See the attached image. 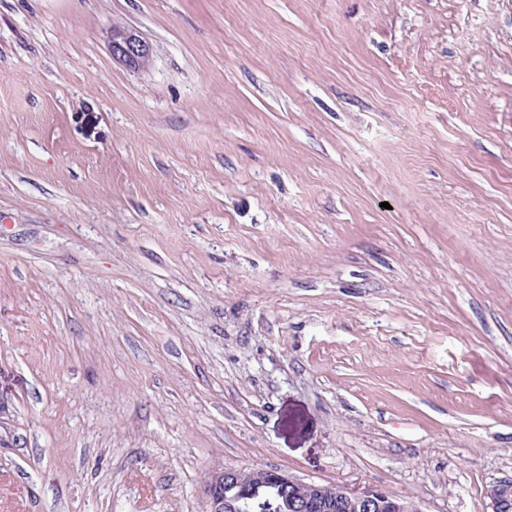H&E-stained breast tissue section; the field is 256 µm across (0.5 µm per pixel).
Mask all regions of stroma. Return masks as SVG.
Here are the masks:
<instances>
[{
	"label": "stroma",
	"mask_w": 512,
	"mask_h": 512,
	"mask_svg": "<svg viewBox=\"0 0 512 512\" xmlns=\"http://www.w3.org/2000/svg\"><path fill=\"white\" fill-rule=\"evenodd\" d=\"M218 465L491 512L512 0H0V512ZM112 57L130 69L146 67L152 58V47L135 29H112Z\"/></svg>",
	"instance_id": "35a3bbf8"
}]
</instances>
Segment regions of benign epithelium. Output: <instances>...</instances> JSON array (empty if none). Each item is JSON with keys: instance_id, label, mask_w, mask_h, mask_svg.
<instances>
[{"instance_id": "7a95c632", "label": "benign epithelium", "mask_w": 512, "mask_h": 512, "mask_svg": "<svg viewBox=\"0 0 512 512\" xmlns=\"http://www.w3.org/2000/svg\"><path fill=\"white\" fill-rule=\"evenodd\" d=\"M112 57L131 69L146 67L152 47L136 30L112 29ZM492 512H512V479L487 489ZM207 512H306L342 502L354 512H421L407 497L382 491L357 494L342 485L304 482L281 470L217 466L204 479Z\"/></svg>"}]
</instances>
